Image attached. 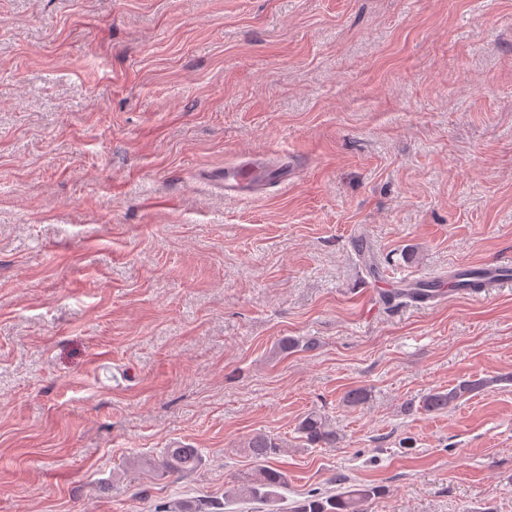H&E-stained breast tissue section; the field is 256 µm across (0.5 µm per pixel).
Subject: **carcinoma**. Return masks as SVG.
I'll list each match as a JSON object with an SVG mask.
<instances>
[{
	"instance_id": "carcinoma-1",
	"label": "carcinoma",
	"mask_w": 512,
	"mask_h": 512,
	"mask_svg": "<svg viewBox=\"0 0 512 512\" xmlns=\"http://www.w3.org/2000/svg\"><path fill=\"white\" fill-rule=\"evenodd\" d=\"M456 287L474 293L481 291L485 283L478 273L471 269H459L454 275ZM436 284L419 282L413 288L398 290L385 295L388 301L403 299L417 302L432 297ZM315 347L312 340L294 336H282L278 339L276 353L286 356L296 351H309ZM498 379L462 380L448 389H433L420 397L418 407L426 413H442L469 395L491 387ZM296 431L301 441L310 446L334 448L339 440L336 429L328 417L318 411L304 415L297 423ZM249 455L257 463L255 474L247 480L248 498L267 502L279 496L278 490L288 485L286 471L274 467V462L281 455V441L266 433L253 435L245 445ZM202 461L201 451L177 444L167 448L157 461V468L167 474L188 473L199 466ZM383 488L372 484H352L334 493H315L300 501L291 512H368V505L381 495Z\"/></svg>"
}]
</instances>
